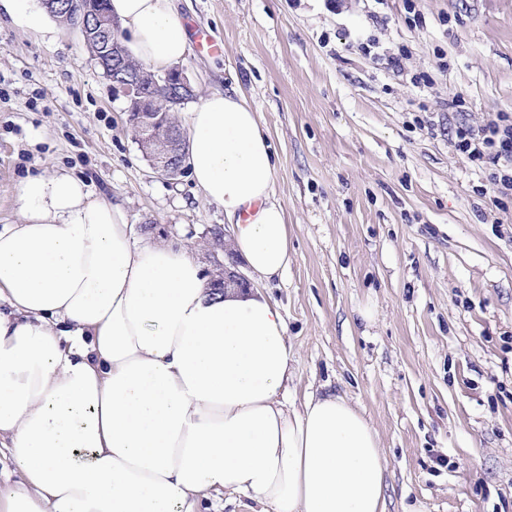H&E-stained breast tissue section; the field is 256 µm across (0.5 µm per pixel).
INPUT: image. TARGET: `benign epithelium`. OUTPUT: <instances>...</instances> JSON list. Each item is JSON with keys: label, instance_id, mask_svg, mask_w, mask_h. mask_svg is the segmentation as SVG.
Listing matches in <instances>:
<instances>
[{"label": "benign epithelium", "instance_id": "obj_1", "mask_svg": "<svg viewBox=\"0 0 512 512\" xmlns=\"http://www.w3.org/2000/svg\"><path fill=\"white\" fill-rule=\"evenodd\" d=\"M67 8L73 20V28L84 38L100 36L106 39L112 31L121 29V21L104 11L93 9L84 0H67ZM112 84L128 99L129 121L133 128L146 133L152 140L169 144V150L149 157L152 168L160 175L176 180L185 174L184 163L178 159V142L184 136L180 127L161 121L162 93L174 94L185 100L194 96V89L178 68H172L164 77H148L146 69L133 64L117 45H112ZM212 246L224 254V260L214 259L216 276L211 280L213 290L223 293L231 288L247 289L248 278L238 270V262L229 249L226 233L220 228L211 231Z\"/></svg>", "mask_w": 512, "mask_h": 512}]
</instances>
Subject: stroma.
<instances>
[{"label": "stroma", "mask_w": 512, "mask_h": 512, "mask_svg": "<svg viewBox=\"0 0 512 512\" xmlns=\"http://www.w3.org/2000/svg\"><path fill=\"white\" fill-rule=\"evenodd\" d=\"M174 8L196 99L237 90L276 152L290 261L260 289L287 321L288 401L328 391L364 413L385 512H512V198L495 200L451 140L459 121L512 114V0ZM199 29L223 53L198 52ZM423 72L432 83L413 85ZM127 107L77 30L1 12L0 225L23 222L28 177L64 168L137 237L194 250L212 275L223 207L151 168Z\"/></svg>", "instance_id": "obj_1"}]
</instances>
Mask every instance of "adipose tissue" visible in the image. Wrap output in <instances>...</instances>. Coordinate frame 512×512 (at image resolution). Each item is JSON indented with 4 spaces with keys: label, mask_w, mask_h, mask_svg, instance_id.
<instances>
[{
    "label": "adipose tissue",
    "mask_w": 512,
    "mask_h": 512,
    "mask_svg": "<svg viewBox=\"0 0 512 512\" xmlns=\"http://www.w3.org/2000/svg\"><path fill=\"white\" fill-rule=\"evenodd\" d=\"M156 70L187 40L172 0H110ZM185 163L224 208L258 279L288 267L272 146L238 91L184 118ZM24 221L0 226V447L21 477L0 512H201L208 493L262 512H384L378 435L344 396L284 394L278 304L211 294L189 249L138 245L120 205L60 171L29 177Z\"/></svg>",
    "instance_id": "ef3b65f1"
}]
</instances>
